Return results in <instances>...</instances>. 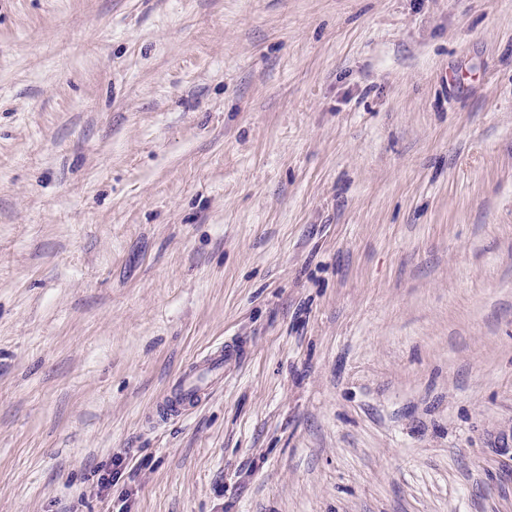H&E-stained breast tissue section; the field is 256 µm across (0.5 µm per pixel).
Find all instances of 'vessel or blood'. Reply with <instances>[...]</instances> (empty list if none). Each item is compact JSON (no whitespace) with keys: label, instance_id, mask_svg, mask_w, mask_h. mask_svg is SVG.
Here are the masks:
<instances>
[{"label":"vessel or blood","instance_id":"1","mask_svg":"<svg viewBox=\"0 0 512 512\" xmlns=\"http://www.w3.org/2000/svg\"><path fill=\"white\" fill-rule=\"evenodd\" d=\"M224 379V348L216 346L184 367L170 381L158 408L159 421L179 417L187 407L208 396Z\"/></svg>","mask_w":512,"mask_h":512}]
</instances>
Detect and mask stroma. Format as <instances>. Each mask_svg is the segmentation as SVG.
I'll return each instance as SVG.
<instances>
[{"label":"stroma","instance_id":"stroma-1","mask_svg":"<svg viewBox=\"0 0 512 512\" xmlns=\"http://www.w3.org/2000/svg\"><path fill=\"white\" fill-rule=\"evenodd\" d=\"M0 512H512V0H0ZM223 380L224 346L221 344L208 350L171 379L158 408L159 421L180 417L187 407L208 396L213 387Z\"/></svg>","mask_w":512,"mask_h":512}]
</instances>
